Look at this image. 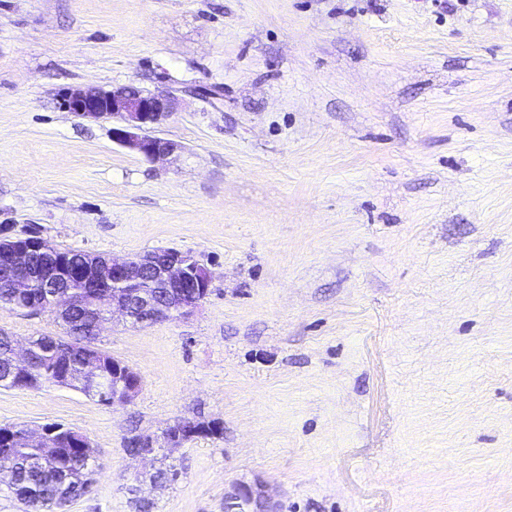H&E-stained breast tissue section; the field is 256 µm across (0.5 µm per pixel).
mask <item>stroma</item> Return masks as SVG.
Listing matches in <instances>:
<instances>
[{"instance_id":"obj_1","label":"stroma","mask_w":512,"mask_h":512,"mask_svg":"<svg viewBox=\"0 0 512 512\" xmlns=\"http://www.w3.org/2000/svg\"><path fill=\"white\" fill-rule=\"evenodd\" d=\"M124 85L175 98L179 151L59 106ZM31 231L212 274L187 318L104 325L131 401L0 388V425L90 440L63 512H224L255 481L279 512H512V0H0V239ZM181 418L222 433L128 454Z\"/></svg>"}]
</instances>
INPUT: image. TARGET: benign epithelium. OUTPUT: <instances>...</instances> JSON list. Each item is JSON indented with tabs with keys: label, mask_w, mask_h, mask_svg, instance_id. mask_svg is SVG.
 Masks as SVG:
<instances>
[{
	"label": "benign epithelium",
	"mask_w": 512,
	"mask_h": 512,
	"mask_svg": "<svg viewBox=\"0 0 512 512\" xmlns=\"http://www.w3.org/2000/svg\"><path fill=\"white\" fill-rule=\"evenodd\" d=\"M173 98L168 95L138 91L128 85L119 88H68L61 97V106L75 116L88 121L117 120L112 126V141L134 150L150 160H161L172 154L179 145L173 141L151 135L173 112ZM44 249V239L32 233L21 238L15 246L0 247V270L5 279L4 289L14 298L27 295L38 279L45 287L44 297L34 303L33 311L50 310L58 315L67 313L76 300L68 290L74 280L100 285L95 299V318L92 333L119 314L133 324H151L189 315L209 295L212 278L210 272L189 252L177 249H155L124 259L104 257L95 267L76 266L70 257L52 255V261L31 275L27 268L32 252ZM147 281L152 288L164 290V298L141 292L138 303L127 298L128 289ZM112 370V404L130 401L140 387V377L130 367L116 363ZM11 381L17 387L39 384L34 359L29 348L13 346ZM76 381L97 390L104 383L101 362L95 355L86 357ZM198 421L180 420L168 427L164 442L170 450L201 432ZM224 512H274L272 498L265 486L240 484L235 493L224 500Z\"/></svg>",
	"instance_id": "7a95c632"
}]
</instances>
